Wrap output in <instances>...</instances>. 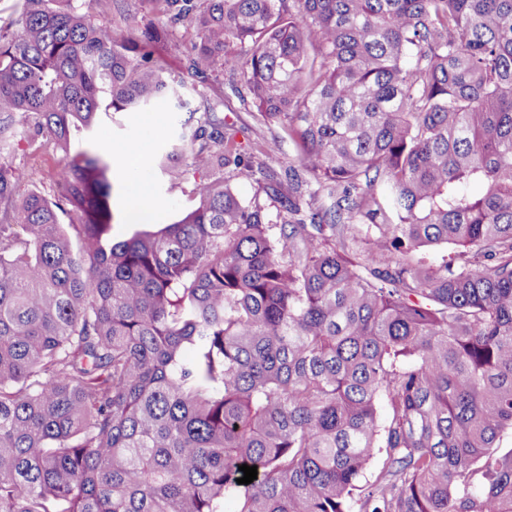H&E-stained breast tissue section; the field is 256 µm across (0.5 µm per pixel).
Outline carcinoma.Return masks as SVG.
I'll return each instance as SVG.
<instances>
[{
	"label": "carcinoma",
	"mask_w": 512,
	"mask_h": 512,
	"mask_svg": "<svg viewBox=\"0 0 512 512\" xmlns=\"http://www.w3.org/2000/svg\"><path fill=\"white\" fill-rule=\"evenodd\" d=\"M149 2L184 49L0 21V155L60 156L20 199L0 160V512H512V0ZM184 72L239 77L308 179L210 106L156 160L199 205L114 242L72 141Z\"/></svg>",
	"instance_id": "obj_1"
}]
</instances>
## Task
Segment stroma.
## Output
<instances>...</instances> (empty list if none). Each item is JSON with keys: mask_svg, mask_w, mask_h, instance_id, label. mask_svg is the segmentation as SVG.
Here are the masks:
<instances>
[{"mask_svg": "<svg viewBox=\"0 0 512 512\" xmlns=\"http://www.w3.org/2000/svg\"><path fill=\"white\" fill-rule=\"evenodd\" d=\"M98 23L128 38H139L144 31L163 26L165 17L153 11L149 0H121L118 9L101 15ZM216 104V114L235 124L238 139L246 149L265 150L281 158L284 165L294 164V149L280 125L261 118L252 106L242 84L219 79L208 84L189 77L179 89L178 99L162 102L150 112L101 113L97 125L87 135V143L105 151L111 158L107 179L112 187L111 204L114 216L112 236L121 240L136 230L127 214L133 172H141L142 184L159 200L152 209L151 228L177 221L198 204L192 179H175L153 167V155L163 153L168 144L178 140L181 124L189 113L203 114L209 104ZM138 140L139 152L130 156L124 149L129 140ZM8 161L21 170L20 192L33 190L51 192V174L58 162L52 155L33 154L27 143H20Z\"/></svg>", "mask_w": 512, "mask_h": 512, "instance_id": "obj_1", "label": "stroma"}]
</instances>
